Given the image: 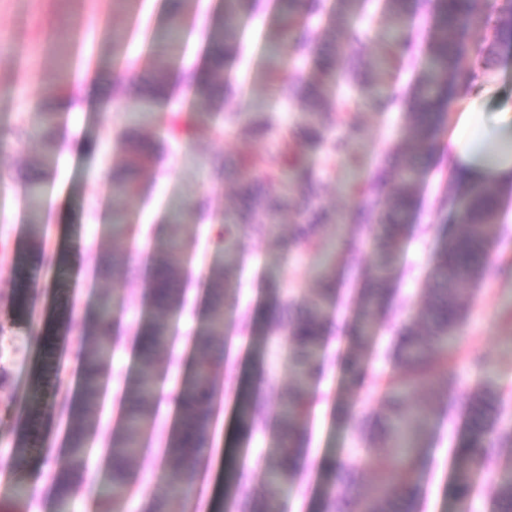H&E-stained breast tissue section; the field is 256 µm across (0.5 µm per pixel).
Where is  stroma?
Masks as SVG:
<instances>
[{"label": "stroma", "instance_id": "1", "mask_svg": "<svg viewBox=\"0 0 512 512\" xmlns=\"http://www.w3.org/2000/svg\"><path fill=\"white\" fill-rule=\"evenodd\" d=\"M223 12V0H185L187 33L174 62L177 72L185 75L205 63L209 32ZM139 21L154 29L164 28L167 0H133L129 5L119 0H0V344L15 342L22 347L21 355L0 361L7 371L6 384L0 388V474L8 479L0 487V512H31L30 498L16 496V485L28 484L34 477L49 483L55 477L60 463L56 451L67 445L77 425L69 408L79 383L83 315L102 294H117L126 304L112 333L116 347L104 379L113 383L118 374L132 370L136 322L149 315L147 270L170 233H177L192 262L183 279L185 306L169 319L173 344L159 361L160 374L173 384L188 370L194 360V339L203 324L208 285L227 275L241 282L239 309L246 312L253 330L252 338L232 337L228 372L234 384H242L256 340L267 339L264 375L274 388L266 397L276 400L290 383L291 370L284 345L264 335V289L275 281L298 293L310 291L323 256L304 243L286 250L277 238L246 235L241 268L225 269L218 233L222 217L234 204L235 180L218 176L214 162L275 154L283 147L303 153L321 178L322 207L344 213L360 204L352 185L371 187L407 122L404 106L389 112L367 105L352 112L338 111L333 135H343L351 120L363 129L354 146L362 162L356 171L341 157H327L290 139V132L301 121V107L278 97L267 72L275 67L285 77L310 79L316 69L311 57L296 51L297 34L281 37L275 0H258L241 20L240 42L228 69L231 90L223 110L236 114V122L225 124L223 134L209 139L169 136L162 123L164 115L178 112L195 120L202 111L192 86L183 78L170 97L156 106L146 127L147 134L163 144L158 164L141 170L138 194L109 199L105 177L123 162L120 133L135 98L131 81L118 84L112 78L109 44L111 37L122 38L127 71L148 68L146 41L129 37ZM77 40L101 61L88 69L73 67L67 93L82 98L88 86H95L112 103L109 120H102L92 109L62 113L59 124L69 141L53 152L36 138L16 141L11 128L20 120H33L35 100L52 89L62 58ZM263 118L274 120L270 132L260 138L243 134V127ZM450 173L447 157H440L438 166L419 185L421 206L408 223L403 249L395 261V283L407 302L395 305L384 318L365 356L363 384H346L341 367L352 308H341L330 323L327 364L312 392L307 463L285 496V512H317L329 484L324 465L334 456L358 467L362 475L359 492L371 487L378 462L364 453L368 440L358 425L379 410L380 393L391 373L383 354L392 329L417 314L426 297L437 243L457 222L455 210L439 204L456 191ZM34 176L41 178L44 187L39 225L32 223L22 196L26 179ZM112 206L124 212L128 223L149 228L148 245L134 246L112 237L107 226ZM174 206L186 210L175 229L169 220ZM494 232L490 256L502 273L484 284L465 287L463 296L471 313L459 332L458 352L450 365L456 385L451 390L438 385L432 391L429 461L419 478L422 512H453L456 506L449 448L451 437H462L465 432L460 409L464 393L489 377L512 404V223L498 224ZM56 254L64 255V266L48 265V257ZM20 280L28 286V303L18 312L11 287ZM175 419V409L158 411L143 454L131 464L135 485H149L150 499L167 497L175 479V463L161 459ZM21 436L29 438L31 453L10 456L7 447ZM275 439L272 430L244 438L234 398L221 396L199 486L189 499L173 501V508L177 512H219L225 463L232 452L245 462L249 483L261 484L263 468L257 460ZM150 499L133 496L121 510L149 512Z\"/></svg>", "mask_w": 512, "mask_h": 512}]
</instances>
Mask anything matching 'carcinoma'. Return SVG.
<instances>
[{"instance_id":"1","label":"carcinoma","mask_w":512,"mask_h":512,"mask_svg":"<svg viewBox=\"0 0 512 512\" xmlns=\"http://www.w3.org/2000/svg\"><path fill=\"white\" fill-rule=\"evenodd\" d=\"M171 2L170 26L166 33L153 39L177 41L183 32V0ZM251 0H224V16L211 30L206 78L198 82L197 96L206 110V119L181 123L172 115L168 132L177 136L187 133L207 139L223 132L224 100L227 77L225 66L238 40L239 15ZM284 28L288 35L295 20L304 15L320 13L325 0H280ZM362 0H337L331 12L336 37L325 40L307 32L300 48L313 57L320 74L315 82L290 81L280 86V93L291 101L303 104V119L296 136L307 146L329 155H342L351 167L359 165L350 144L361 138L360 127L352 123L343 140L327 137L336 118V100L329 87L336 83V64L345 54L344 45L355 47L351 52L347 76L356 87L359 98L376 101L384 111L393 108L401 95L386 81L391 60L400 58L405 45L402 23L420 7V0H386L389 29L385 51L377 64L363 63L367 45L351 26V18L361 9ZM433 26L427 43L426 63L409 95L408 123L405 132L391 152L389 164L376 178L369 191L373 203L359 205L354 214L336 216V223L354 222L371 232L373 265L358 293V310L348 325L347 352L343 363L349 384L360 383L365 376L364 351L375 338L379 321L390 307L396 289L392 285L393 265L401 251L402 224L419 205L417 183L435 164L438 136L445 127L448 113L444 100L447 90L467 89L474 78L464 61L489 65L492 45L500 34L512 30V4L499 11L496 20L480 11L475 0H432ZM473 30L486 32V44L473 46L467 35ZM172 64L165 51L153 53L149 74L151 83L137 97L139 111L150 112L165 97ZM40 126L31 131L20 125L14 136L22 141L32 133L41 136L46 147L56 144L57 113L42 107L38 113ZM125 146L124 168L109 176V192L126 196L137 192L139 185L131 174L156 161L153 141L137 136L131 127L122 132ZM267 167L265 178L249 177L257 162L245 160L237 175V207L224 222L225 264L237 265L242 260L241 233L251 231L274 235L280 212L294 204L304 214L305 223L295 225L288 239L292 247L317 239L328 213L318 205L321 184L301 157L285 153L262 160ZM288 168V187L278 186L276 170ZM499 189L493 184L469 185L462 196L464 223L456 232L440 240L435 256L432 288L417 319L403 322L394 330L391 346L384 358L393 363L387 386L381 395V413L364 419L360 430L368 435L377 431L380 445L371 451L380 454L373 491L366 496L351 495L359 479L358 470L338 459L329 467L331 489L325 494L322 512H421L416 475L429 447L425 431L430 401L428 391L439 383L453 385L454 374L449 361L457 351L456 339L470 309L462 298V287L478 285L496 274L488 263L492 244V228L497 224ZM42 183L32 181L26 187L27 207L39 213ZM176 235H171L161 250L158 266L163 269L160 280L150 284L148 300L151 318L137 329L138 359L133 376L126 382L125 424L112 437L110 455L112 469L106 483L97 491L103 508L118 505L133 495V481L128 461L139 452L142 441L154 425L153 403L160 382L157 368L159 356L169 342L167 318L183 306L182 282L186 268ZM335 265L319 275V288L302 298L289 296L279 283L267 288L268 325L286 336L292 368L290 387L280 393L277 410L270 412L266 399L249 396L241 401L244 435L273 425L277 431L276 448L266 463V479L261 487L251 488L245 474L232 464L228 471L227 512H283V496L296 481L299 459L305 455L304 437L312 394L324 359L328 324L332 310L338 307L339 289ZM209 291L212 302L205 322L195 338V363L179 384V400L183 406L182 435L168 441L167 456L177 465L176 486L186 494L196 488L200 470L194 461L183 456L181 449L209 436L217 403L214 367L229 353L228 317L236 306L237 287L229 279L213 282ZM119 297L105 294L96 308L87 315L82 345L83 400L80 413L87 415L97 403L101 391V373L112 358L110 328L117 315L123 313ZM467 428L466 437L453 448L455 464L452 494L458 512H472L473 501L488 489V512H512V471L489 479L487 461L503 448L512 450V420L505 413L502 394L490 380L476 388L462 405ZM86 429L77 428L71 437L68 457L57 474L59 507H67L75 483L85 469Z\"/></svg>"}]
</instances>
